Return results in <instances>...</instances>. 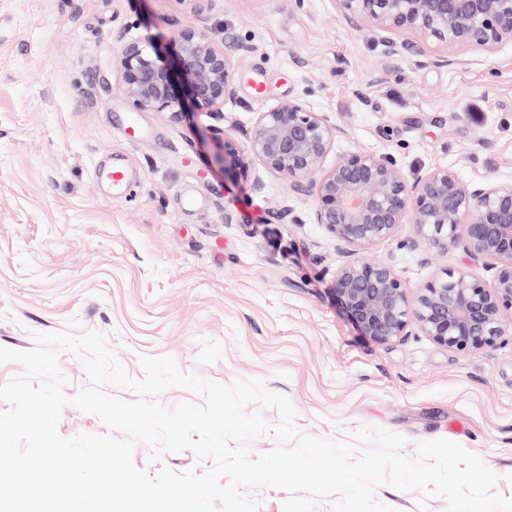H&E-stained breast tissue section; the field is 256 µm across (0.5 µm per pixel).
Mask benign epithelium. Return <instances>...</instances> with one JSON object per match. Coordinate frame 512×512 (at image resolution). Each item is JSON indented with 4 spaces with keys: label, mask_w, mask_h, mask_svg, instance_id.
Here are the masks:
<instances>
[{
    "label": "benign epithelium",
    "mask_w": 512,
    "mask_h": 512,
    "mask_svg": "<svg viewBox=\"0 0 512 512\" xmlns=\"http://www.w3.org/2000/svg\"><path fill=\"white\" fill-rule=\"evenodd\" d=\"M354 26H369L383 55L412 50L415 64L451 65L430 51L512 41V0H333ZM407 32L410 42L391 34ZM175 56L151 51L152 37L125 42L118 53L123 91L141 111L219 113L235 96L229 51L203 27L173 37ZM337 128L300 96L258 113L244 142L224 137V169L265 187L255 165L288 182L294 194L313 197V221L343 247L333 290L361 334L388 344L417 328L458 352L492 346L512 335V184H474L452 168L437 166L408 179L395 160L368 151L326 163ZM403 224L424 244L446 250L463 241L476 264L493 271L491 282L465 268H446L411 289L388 262L367 254Z\"/></svg>",
    "instance_id": "1"
}]
</instances>
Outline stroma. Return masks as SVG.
<instances>
[{
	"mask_svg": "<svg viewBox=\"0 0 512 512\" xmlns=\"http://www.w3.org/2000/svg\"><path fill=\"white\" fill-rule=\"evenodd\" d=\"M200 22L233 40L235 99L179 121L136 111L121 42L151 34L169 55L171 35ZM431 50L454 64L382 55L333 0H0V346L98 331L136 377L141 356L169 355L209 381L262 380L310 435L349 443L376 426L404 436L409 456L421 441L459 443L512 497V336L468 353L417 330L384 345L359 336L332 291L344 255L313 222L312 196L269 173L255 191L221 156L224 135L302 95L338 127L332 155L512 182V42ZM116 157L138 176L134 197L96 176ZM288 206L301 223L281 219ZM370 256L413 289L456 266L492 278L462 244L429 247L408 224Z\"/></svg>",
	"mask_w": 512,
	"mask_h": 512,
	"instance_id": "35a3bbf8",
	"label": "stroma"
}]
</instances>
